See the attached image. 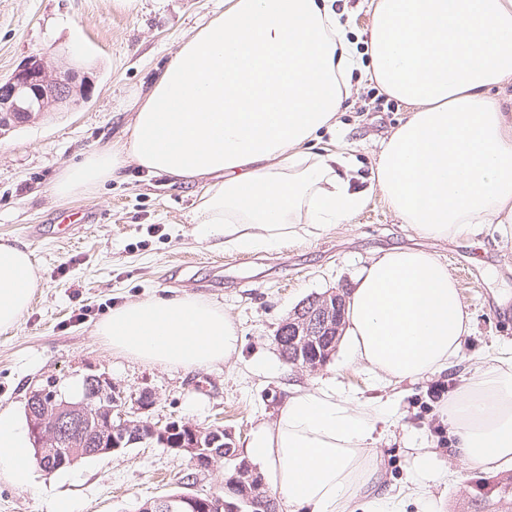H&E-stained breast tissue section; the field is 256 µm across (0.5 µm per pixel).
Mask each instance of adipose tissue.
Wrapping results in <instances>:
<instances>
[{
    "instance_id": "ef3b65f1",
    "label": "adipose tissue",
    "mask_w": 512,
    "mask_h": 512,
    "mask_svg": "<svg viewBox=\"0 0 512 512\" xmlns=\"http://www.w3.org/2000/svg\"><path fill=\"white\" fill-rule=\"evenodd\" d=\"M335 0H224L135 100L127 136L63 169L52 191L87 197L128 164L198 182L190 214L200 239L269 251L347 223L369 191L432 240L471 239L495 226L512 239V113L493 95L512 80V0H369L366 52ZM410 106L384 140L368 186L352 187L347 150L316 147L333 131L355 70ZM39 285L30 252L0 242V330L12 329ZM98 332L113 351L195 370L239 355L222 307L195 294L128 301ZM470 332L447 264L415 248L374 257L347 303L345 357L382 387L447 369ZM397 412L367 404L329 378L295 388L246 456L261 465L286 512H401L376 493L370 454L378 424ZM457 457L486 471L512 464V349L481 365L447 408ZM406 496L441 512L428 488L446 476L428 441L408 437ZM34 460L17 413L0 409V473L28 486Z\"/></svg>"
}]
</instances>
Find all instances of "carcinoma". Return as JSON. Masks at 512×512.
<instances>
[{"label":"carcinoma","mask_w":512,"mask_h":512,"mask_svg":"<svg viewBox=\"0 0 512 512\" xmlns=\"http://www.w3.org/2000/svg\"><path fill=\"white\" fill-rule=\"evenodd\" d=\"M345 303H340L339 311L333 317L335 328L325 331L319 337V344L307 343L302 351L288 348L290 338L285 334L288 326H281L274 336L280 344V354L291 366L315 370L316 366L326 362L329 354L336 348L338 329L336 326L344 322ZM78 406V421L71 429H60L58 434L43 439L36 435L39 424L37 419L63 414L71 406ZM122 405L120 395L112 391V385L96 376L86 378L82 398L76 402L63 399L51 387L45 388L31 397L27 408V421L33 445L42 450L45 465L51 469H62V463L72 465L84 459L91 448L112 447V411ZM154 440L167 448H180L182 443L193 444L200 448L199 463L205 469L218 464H228V472L224 478V490L227 497L235 502L238 512H255L243 498L246 492L261 490L268 493L264 487L263 477L245 460L237 459L236 449L231 447L230 439L226 438L224 430L203 428L192 430L187 424L181 425V431L168 436L155 433L152 426L140 419L129 420L125 427L122 447L129 448L144 441ZM479 512H512V474L492 485L482 497V507Z\"/></svg>","instance_id":"obj_1"}]
</instances>
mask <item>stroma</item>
Wrapping results in <instances>:
<instances>
[{
    "label": "stroma",
    "instance_id": "35a3bbf8",
    "mask_svg": "<svg viewBox=\"0 0 512 512\" xmlns=\"http://www.w3.org/2000/svg\"><path fill=\"white\" fill-rule=\"evenodd\" d=\"M224 0H0V79L34 55L65 58L94 78L88 100L22 124L0 135V240L26 247L39 268L40 284L14 329L0 332V408L25 413L27 401L45 387L72 398V383L96 375L123 398L125 416L164 428L178 421L224 427L236 450L253 429L272 421L295 387L333 378L368 400H394L395 427L372 449L382 473L381 492L400 494L409 476L407 436L417 432L432 444L442 467L461 471L459 481L430 487L442 512H462L481 496L486 471L464 467L435 428L442 408L421 404L428 380L371 388L359 366L334 351L321 368L287 365L273 336L294 308L330 290L350 292L369 260L396 247H416L438 256L458 276L460 299L471 330L453 365L439 382L456 389L461 378L512 342V243L490 230L473 240L436 241L401 223L379 192L346 224L261 252L227 251L199 239L189 222L196 185L146 176L138 167L91 196L61 200L52 185L62 168L125 136L132 103L146 91L183 40L223 9ZM410 108L359 112L344 104L335 132L355 151L359 172L369 175L381 141L404 122ZM83 214L73 234L59 233L58 217ZM477 268L472 280L460 268ZM182 291L223 308L243 336L239 357L186 371L116 355L97 334L112 308L150 296ZM149 395L152 403L141 406ZM224 469H200L157 442L93 457L49 473L32 472L33 490L0 475V512H53L58 502L75 512H138L149 499L181 487L210 494L224 486Z\"/></svg>",
    "mask_w": 512,
    "mask_h": 512
}]
</instances>
